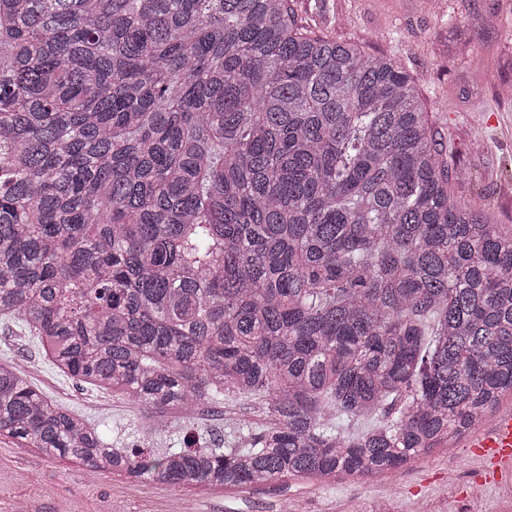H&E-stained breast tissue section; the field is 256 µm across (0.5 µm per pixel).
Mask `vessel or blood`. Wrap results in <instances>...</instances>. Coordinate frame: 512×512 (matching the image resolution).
I'll use <instances>...</instances> for the list:
<instances>
[{"label": "vessel or blood", "instance_id": "obj_1", "mask_svg": "<svg viewBox=\"0 0 512 512\" xmlns=\"http://www.w3.org/2000/svg\"><path fill=\"white\" fill-rule=\"evenodd\" d=\"M469 446L480 462L484 481L512 480V410L500 412L485 433L470 439Z\"/></svg>", "mask_w": 512, "mask_h": 512}]
</instances>
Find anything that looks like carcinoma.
I'll use <instances>...</instances> for the list:
<instances>
[{
	"mask_svg": "<svg viewBox=\"0 0 512 512\" xmlns=\"http://www.w3.org/2000/svg\"><path fill=\"white\" fill-rule=\"evenodd\" d=\"M460 178L410 74L289 0H0V318L159 429L227 394L277 420L113 448L0 363V433L199 489L451 444L512 394V226Z\"/></svg>",
	"mask_w": 512,
	"mask_h": 512,
	"instance_id": "1",
	"label": "carcinoma"
}]
</instances>
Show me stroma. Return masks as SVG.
<instances>
[{
	"mask_svg": "<svg viewBox=\"0 0 512 512\" xmlns=\"http://www.w3.org/2000/svg\"><path fill=\"white\" fill-rule=\"evenodd\" d=\"M308 31L362 45L396 60L413 77L432 114L448 162L464 172L459 195L512 225V0H292ZM500 25L488 26V17ZM0 361L22 364L29 382L51 401L98 424L115 448H169L194 434L201 445L232 447L240 431L275 420L260 398L225 397L220 405L183 414L174 432H151L135 405L77 384L54 369L33 336L0 319ZM478 476L466 445L444 447L399 470L327 485L287 477L278 484L235 489L177 488L122 472L88 479L82 467L0 435V512L26 503L29 512H502L512 484L469 494Z\"/></svg>",
	"mask_w": 512,
	"mask_h": 512,
	"instance_id": "35a3bbf8",
	"label": "stroma"
}]
</instances>
